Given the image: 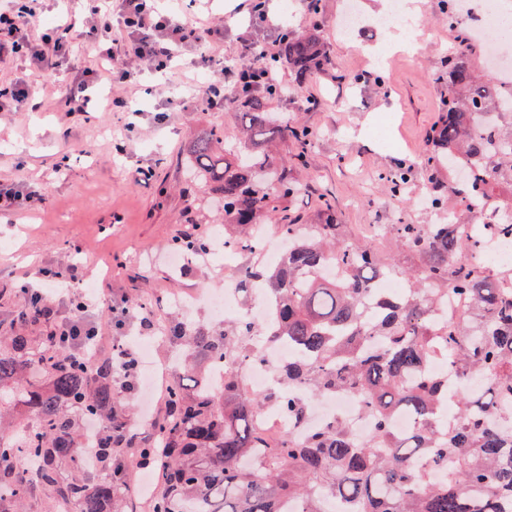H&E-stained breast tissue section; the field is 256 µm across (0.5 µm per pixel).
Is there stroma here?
Segmentation results:
<instances>
[{
    "mask_svg": "<svg viewBox=\"0 0 512 512\" xmlns=\"http://www.w3.org/2000/svg\"><path fill=\"white\" fill-rule=\"evenodd\" d=\"M349 2L321 0L320 37L330 66L302 89L270 103L273 111L305 124L313 136L303 174L305 191L292 207L313 219L321 200L330 199L348 235L364 237L379 228V252L414 268L419 259L397 246L394 227L424 224L428 217L417 206L398 204L380 178L405 167L410 171V195L425 193L423 160L440 116L445 61L461 29L449 24L439 0H418L426 23L419 52L392 54L381 70L373 51L392 42L395 32L363 28L340 34L337 20ZM205 7L212 18L224 21V41L217 52L226 60L239 59L244 32H251L259 43L270 41L266 28L247 29L244 17L234 13L232 0H207ZM157 83L153 72L142 71L136 91L147 108L130 138L120 132L121 114H69L49 97L34 111L0 112V182L36 181L46 190L42 206L0 220L1 322L25 307L31 288L48 294L53 319L62 322L69 317L70 294L92 283L97 295L85 320L100 334L93 360L111 357L113 344L138 337L152 341L156 361L168 365L180 349L157 332L175 318L166 297L223 287L252 264L246 254L219 255L209 265L197 262L178 272L169 269L167 255L174 239L188 226L203 229L216 219L191 183L188 140L220 127L225 146L234 147L238 121L228 109L179 111L158 91ZM310 95L318 99L317 107L307 106ZM382 125L391 131L386 144L375 135ZM121 141L126 150L120 154L115 145ZM140 168L152 170L150 184H135ZM141 292L153 299L149 313L155 330H146L130 316L113 326V312H121L127 300Z\"/></svg>",
    "mask_w": 512,
    "mask_h": 512,
    "instance_id": "obj_1",
    "label": "stroma"
}]
</instances>
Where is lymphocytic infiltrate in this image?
<instances>
[{"label":"lymphocytic infiltrate","mask_w":512,"mask_h":512,"mask_svg":"<svg viewBox=\"0 0 512 512\" xmlns=\"http://www.w3.org/2000/svg\"><path fill=\"white\" fill-rule=\"evenodd\" d=\"M39 0H0V61L24 60L30 72L44 77L67 69L75 54V37L96 50L99 68L84 70L66 85L60 99L67 112L87 111L102 81L123 86L124 94L108 99L106 107L130 115L126 131H134L140 110L127 94L142 69L167 74L180 66V54L191 50L195 63L211 74L201 92L186 93L184 109L223 110L231 89L253 74L252 59L273 55V46H258L241 38L242 62L226 63L214 48L224 39L223 25L202 16L183 14L179 0H86L82 11L63 10L55 27L39 30Z\"/></svg>","instance_id":"obj_1"}]
</instances>
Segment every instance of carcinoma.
<instances>
[{
    "label": "carcinoma",
    "instance_id": "cac0c4a2",
    "mask_svg": "<svg viewBox=\"0 0 512 512\" xmlns=\"http://www.w3.org/2000/svg\"><path fill=\"white\" fill-rule=\"evenodd\" d=\"M328 54L318 31L285 30L272 67L284 66L291 89L302 88L326 69ZM496 93L475 77L469 45L448 57V86L440 120L431 135L425 168L433 191L426 213L433 224L396 225L399 243L420 257L404 269L382 257L369 240L344 233L336 204L322 202L319 222L308 223L289 201L302 191L295 169L307 162L311 131L268 109L279 92L264 84L231 93L242 115L238 145L224 149V129L190 142L195 181L222 205L224 225L238 244L256 224H273L288 246L275 266L247 267L239 291L261 279L274 297L277 315L265 328L271 342L286 340L297 354L275 367L284 387L306 383L313 396L350 393L372 419L371 436L357 440L349 424L334 418L271 446L256 418L271 405L297 425L307 422L309 402L292 394L251 395L234 375L211 393L201 361L228 363L243 354L249 323L224 329L181 325L172 337L187 355L178 380L165 391L163 415L140 436L131 408L114 391L124 373L133 391L136 368L121 352L95 366L56 335L45 308L28 303L0 327V512L42 493L48 512H328L338 498L344 512H503L512 502V273L497 277L487 264L471 262L493 237L512 236V219L474 224L465 230L448 195L495 204L497 177L512 180V108L496 111ZM296 148L288 160L282 144ZM408 171L383 178L406 202ZM205 231L174 247L190 257L210 248ZM392 273L407 281L395 296L376 288ZM443 291L465 299L467 312L440 327L434 305ZM41 325L39 335L28 328ZM440 352L442 373L427 370ZM455 399L457 422H444ZM399 412L415 423L400 432ZM99 420L92 441L94 479L83 463V422ZM24 456L29 471L15 459ZM154 468L156 494L126 509L132 465Z\"/></svg>",
    "mask_w": 512,
    "mask_h": 512
}]
</instances>
